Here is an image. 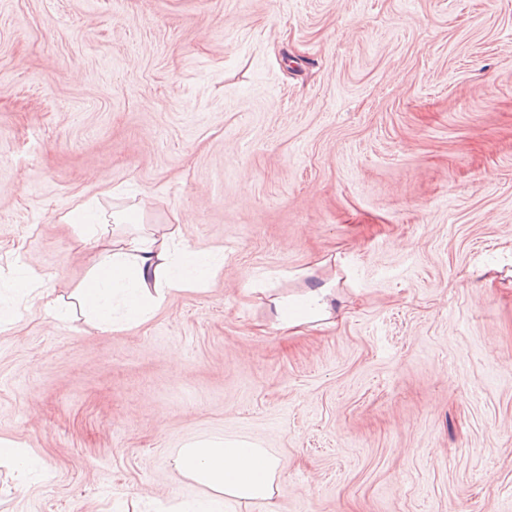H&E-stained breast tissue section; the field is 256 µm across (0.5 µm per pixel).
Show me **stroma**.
Here are the masks:
<instances>
[{
	"label": "stroma",
	"instance_id": "obj_1",
	"mask_svg": "<svg viewBox=\"0 0 512 512\" xmlns=\"http://www.w3.org/2000/svg\"><path fill=\"white\" fill-rule=\"evenodd\" d=\"M91 198L223 268L113 332L17 301L0 512H170L210 437L283 465L227 512H512V0H0V293L78 288ZM43 282V277L33 269H25L13 280L10 288L23 294L36 292L35 297L39 299L41 307L47 316L56 320L68 318L71 308L75 304L73 302H65L59 297H53V294L47 288L38 291L42 287ZM335 282H324L299 293L273 299L276 329L288 336L297 335L307 327L331 324L332 298ZM0 461H6L13 465L21 476H26L36 469L37 460L22 448L17 442L0 438Z\"/></svg>",
	"mask_w": 512,
	"mask_h": 512
}]
</instances>
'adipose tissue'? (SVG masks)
Returning a JSON list of instances; mask_svg holds the SVG:
<instances>
[{
	"label": "adipose tissue",
	"instance_id": "obj_1",
	"mask_svg": "<svg viewBox=\"0 0 512 512\" xmlns=\"http://www.w3.org/2000/svg\"><path fill=\"white\" fill-rule=\"evenodd\" d=\"M58 220L78 228L82 241L95 242L99 230L123 223L124 217L88 201ZM221 267L219 251L199 247L179 231L161 239L125 236L106 242L102 259L76 289L73 302L45 290L43 277L31 269L23 270L12 288L36 294L49 317L63 320L76 309L99 330L115 331L148 321L168 298L211 282ZM335 293L330 281L274 298L276 329L292 336L330 324ZM174 469L207 489L185 512H224L230 501H271L278 492L282 464L254 442L209 438L187 442L174 460Z\"/></svg>",
	"mask_w": 512,
	"mask_h": 512
}]
</instances>
